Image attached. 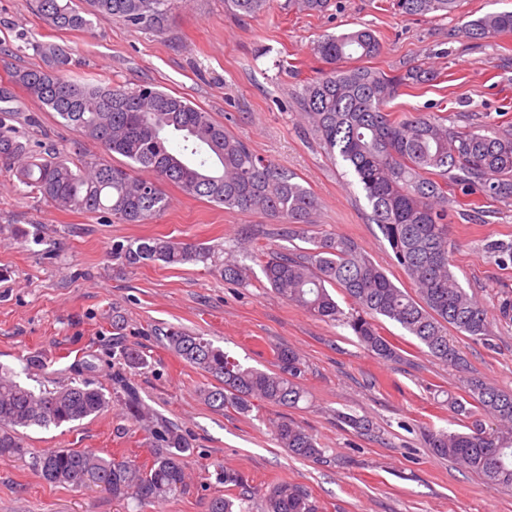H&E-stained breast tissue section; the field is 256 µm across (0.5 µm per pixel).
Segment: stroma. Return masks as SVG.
<instances>
[{"label":"stroma","instance_id":"35a3bbf8","mask_svg":"<svg viewBox=\"0 0 512 512\" xmlns=\"http://www.w3.org/2000/svg\"><path fill=\"white\" fill-rule=\"evenodd\" d=\"M33 4L0 0V85L10 84L14 69L42 66L34 43H56L69 49L74 79L129 88L150 83L186 98L256 156L297 174L321 202L320 230L353 239L398 284L406 278L371 223L362 191L299 119L303 84L322 67L313 43L368 25L382 39L373 67L394 74L422 63L439 74L429 85L402 91L391 112H433L461 128L512 122V33L480 40L456 34L465 21L512 10V0H460L456 12L427 18L402 15L390 0H332L319 16L276 8L254 18L233 14L224 0H177L163 29L111 20L91 31L52 28ZM11 86L6 122L32 148L98 153L97 144L79 140L22 87ZM166 194L167 209L151 223H113L59 211L0 170V225L42 230L38 240L0 236V364L33 388L75 378L111 400L98 416L24 430L26 446L90 448L147 462L152 440L125 410L126 381L192 444L189 491L151 505L53 486L27 459L0 457V512H207L211 498L227 492L216 479L221 468L238 472L250 489L280 479L300 483L322 512H512V494L435 456L424 440L427 430L457 431L465 424L448 403L463 396L467 379L512 392V313H499L512 300V264L501 265L486 249L492 241L512 247V199L478 200L449 226L452 271L495 314L487 340L454 335L468 364L459 372L387 320L383 333L401 358H376L347 327L279 298L258 271L247 283L230 285L200 263L116 265L113 244L136 238L162 236L230 250L249 236L259 253L283 244L278 224L264 215L228 212L171 186ZM116 313L123 318L118 331L112 328ZM168 326L200 334L243 365L265 371L275 347L294 348L307 366L306 399L295 409L258 400L245 415L209 407L199 396L208 377L167 348L159 331ZM118 340L140 351L142 367L117 359L112 347ZM29 357L38 366L25 368ZM340 412L367 418L372 430L357 433L337 421ZM282 416L315 435L323 460L297 459L276 445L270 426Z\"/></svg>","mask_w":512,"mask_h":512}]
</instances>
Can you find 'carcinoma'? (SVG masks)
Instances as JSON below:
<instances>
[{
    "label": "carcinoma",
    "instance_id": "cac0c4a2",
    "mask_svg": "<svg viewBox=\"0 0 512 512\" xmlns=\"http://www.w3.org/2000/svg\"><path fill=\"white\" fill-rule=\"evenodd\" d=\"M78 11L70 0H36V11L58 29H89L93 22L123 21L159 29L174 0H86ZM273 0H224L234 14L254 17ZM331 0H285L288 11L320 15ZM458 0H393L395 10L421 16L455 10ZM470 39L512 33V10L466 21ZM44 66L15 69L11 82L55 113L60 123L97 143L103 155L73 163L64 149L36 154L20 131L0 121V168L50 202L59 211L107 214L125 224H147L168 206L164 187L174 186L229 211L259 213L282 225L281 236L304 248L282 247L261 262L265 282L282 299L309 314L348 327L360 345L383 360L400 359L399 348L382 333L380 319L414 337L428 354L454 369L467 364L448 332L476 340L492 335L489 310L470 295L451 270L449 220L465 196L512 197V129L462 130L430 112L387 111L403 88L432 81L438 74L422 64L389 75L362 61L377 57L381 41L362 27L327 35L312 51L326 65L303 85L301 117L326 152L339 156L371 207V220L387 241L395 264L410 282L399 287L352 239L317 231L319 198L280 165L257 158L248 145L188 100L151 83L135 88L80 83L66 75L71 54L57 44L35 45ZM360 65L352 66L350 62ZM118 154L128 163L112 165ZM147 173L138 177L135 172ZM112 258L125 267L147 261L167 265L214 262L224 281L241 284L252 268L242 257L221 258L213 247L151 237L117 244ZM350 301L339 307L328 288ZM178 358L212 378L201 399L222 410L251 411L252 400L298 408L306 397L301 380L306 366L296 351L274 350V370L245 367L224 350L180 327L159 331ZM0 365V456L28 457L29 465L49 484L71 488L108 487L115 499L158 503L186 493V459L191 444L173 422L145 411L137 389L126 383L128 413L151 423V460L103 456L93 449L51 451L25 447L20 430L59 427L102 413L110 399L100 388L70 381L55 389H33ZM467 399L450 407L491 419H476L466 432L431 431L426 445L438 456L468 468L490 486L512 492V392L471 378ZM474 410H467L466 405ZM277 444L294 457L319 461L324 449L297 422L273 424ZM231 497L216 496L208 512H238ZM263 512H320L301 484L280 481L263 493Z\"/></svg>",
    "mask_w": 512,
    "mask_h": 512
}]
</instances>
